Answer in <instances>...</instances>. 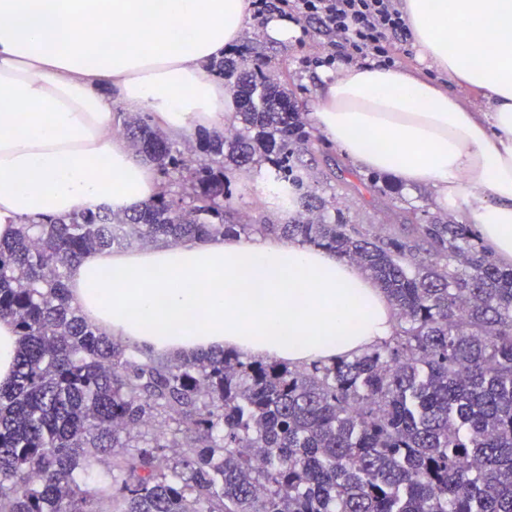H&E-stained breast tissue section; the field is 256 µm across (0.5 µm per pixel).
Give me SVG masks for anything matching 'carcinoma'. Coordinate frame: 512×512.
Returning a JSON list of instances; mask_svg holds the SVG:
<instances>
[{
  "instance_id": "obj_1",
  "label": "carcinoma",
  "mask_w": 512,
  "mask_h": 512,
  "mask_svg": "<svg viewBox=\"0 0 512 512\" xmlns=\"http://www.w3.org/2000/svg\"><path fill=\"white\" fill-rule=\"evenodd\" d=\"M212 70L231 80L239 126L206 135L205 158L188 163L147 112L124 123L171 189L0 242V317L19 336L0 384V512H512V268L471 224L370 235L339 205L322 219L311 191L314 217L231 220L229 168L271 164V197L289 206L315 138L259 63ZM248 230L356 263L394 309L393 335L299 367L236 349L170 359L102 335L72 301L68 270L89 253Z\"/></svg>"
}]
</instances>
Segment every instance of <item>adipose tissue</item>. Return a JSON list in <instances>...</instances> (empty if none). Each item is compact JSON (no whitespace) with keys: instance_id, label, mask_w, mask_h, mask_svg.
I'll use <instances>...</instances> for the list:
<instances>
[{"instance_id":"adipose-tissue-1","label":"adipose tissue","mask_w":512,"mask_h":512,"mask_svg":"<svg viewBox=\"0 0 512 512\" xmlns=\"http://www.w3.org/2000/svg\"><path fill=\"white\" fill-rule=\"evenodd\" d=\"M427 72L357 64L323 76L310 118L359 166L429 189L512 265V0H403ZM249 0H0V239L17 223L164 186L113 134V99L169 137L223 128L235 103L209 63L240 39ZM165 39H158V31ZM479 92L490 111L451 91ZM105 335L172 357L234 347L295 365L392 336L378 285L335 253L266 236L98 251L68 277Z\"/></svg>"}]
</instances>
